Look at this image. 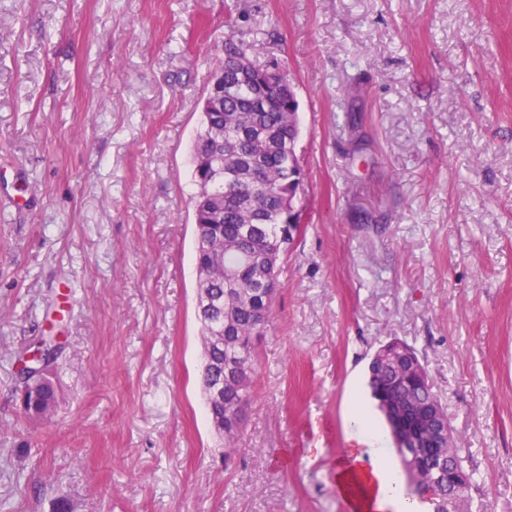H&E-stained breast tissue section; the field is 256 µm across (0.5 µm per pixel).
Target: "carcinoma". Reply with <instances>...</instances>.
I'll return each mask as SVG.
<instances>
[{
	"mask_svg": "<svg viewBox=\"0 0 512 512\" xmlns=\"http://www.w3.org/2000/svg\"><path fill=\"white\" fill-rule=\"evenodd\" d=\"M247 47L228 42L218 69L224 72V101L202 112L201 128L190 152L192 178L200 183L197 162L205 155L224 165V178L210 184L213 211L194 197L196 267L222 264L203 288L221 308L196 307L204 339L202 385L206 412L224 440L225 455L234 451L237 433L250 398L257 362L256 342L272 313L273 296L266 291L264 267L285 252L302 231L301 216L281 210L274 190L288 191L298 164L299 105L292 90L270 89L258 97L256 82L239 79ZM239 374L224 380L226 368ZM224 383V403L214 402L210 387ZM20 402L33 418L48 416L57 394L44 375L35 382L22 378ZM369 386L386 417L401 456L409 489L431 490L432 512H470L468 490L475 473L463 466V449L452 453L439 434L438 416L447 414L414 347L392 339L381 345L369 364Z\"/></svg>",
	"mask_w": 512,
	"mask_h": 512,
	"instance_id": "1",
	"label": "carcinoma"
}]
</instances>
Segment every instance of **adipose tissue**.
<instances>
[{
  "label": "adipose tissue",
  "mask_w": 512,
  "mask_h": 512,
  "mask_svg": "<svg viewBox=\"0 0 512 512\" xmlns=\"http://www.w3.org/2000/svg\"><path fill=\"white\" fill-rule=\"evenodd\" d=\"M349 420L368 445L366 453L350 450L336 462V492L351 512H428L391 465L387 440L366 410H352Z\"/></svg>",
  "instance_id": "obj_1"
}]
</instances>
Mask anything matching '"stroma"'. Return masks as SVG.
<instances>
[{"label":"stroma","mask_w":512,"mask_h":512,"mask_svg":"<svg viewBox=\"0 0 512 512\" xmlns=\"http://www.w3.org/2000/svg\"><path fill=\"white\" fill-rule=\"evenodd\" d=\"M299 101L303 232L233 457L201 390L189 154L226 41ZM46 338L57 405L25 416ZM512 512V0H0V512H348L379 344Z\"/></svg>","instance_id":"obj_1"}]
</instances>
